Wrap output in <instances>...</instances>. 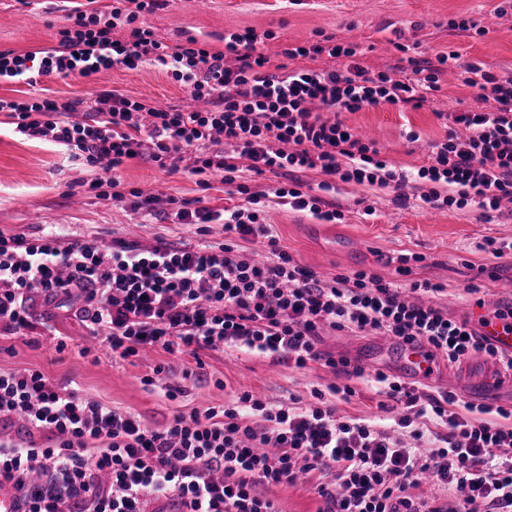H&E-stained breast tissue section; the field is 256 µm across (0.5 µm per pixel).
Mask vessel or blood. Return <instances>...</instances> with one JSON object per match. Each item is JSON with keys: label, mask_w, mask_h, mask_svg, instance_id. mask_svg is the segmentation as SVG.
Wrapping results in <instances>:
<instances>
[{"label": "vessel or blood", "mask_w": 512, "mask_h": 512, "mask_svg": "<svg viewBox=\"0 0 512 512\" xmlns=\"http://www.w3.org/2000/svg\"><path fill=\"white\" fill-rule=\"evenodd\" d=\"M466 320L470 331L499 352L512 355V330L503 322L490 316L485 308L474 306L469 309ZM373 363L386 366L398 378L413 381H432L440 363L431 348L422 341L404 342L389 338L378 347L372 358ZM461 374L470 396L482 403H495L501 391L512 382L505 376L498 364L482 360L463 367Z\"/></svg>", "instance_id": "b4317fda"}]
</instances>
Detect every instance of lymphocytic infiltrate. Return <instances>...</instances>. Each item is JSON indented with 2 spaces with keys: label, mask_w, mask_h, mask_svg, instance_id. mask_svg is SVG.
<instances>
[{
  "label": "lymphocytic infiltrate",
  "mask_w": 512,
  "mask_h": 512,
  "mask_svg": "<svg viewBox=\"0 0 512 512\" xmlns=\"http://www.w3.org/2000/svg\"><path fill=\"white\" fill-rule=\"evenodd\" d=\"M165 2L73 6L55 45L0 51V81L34 86L44 76L149 64L206 109H162L104 90L88 101L0 97V112L14 133L50 139L69 159L112 171L90 184L102 198H120L115 172L130 160L164 169L187 157L192 174L222 175L244 202L215 210L172 199L166 216L173 223L224 225L223 242L192 248L65 241L50 230L30 238L0 233V335L32 328L34 297L48 305L66 299L116 359L228 347L299 368L317 363L336 381L302 407H269L244 392L232 405L178 411L152 428L41 371L0 372V428L16 429L0 435V481L22 491L25 512H149L167 495L176 512H279L264 487L302 476L315 479L317 512H512V428L489 421L492 407L478 406L470 418L457 412L454 393H426L381 372L373 377L378 393L402 410L395 429L338 415L325 399H350V379L365 374L319 349L328 329L424 340L451 362L485 351L466 321L423 302L441 285L416 280L404 288L365 271L321 278L283 250L264 222L274 203L342 223L327 198L340 182L390 190L402 203L412 197L433 209L469 208L492 221L512 198V74H494L455 51L431 60L409 54L396 70L372 73L356 46L326 34L272 54L264 50L270 31L225 35L220 50L193 36L167 42L146 22ZM118 29L126 38H115ZM325 57L342 67L318 68ZM450 70L481 106L446 114L445 136L416 171L397 168L341 119L368 107L421 108ZM78 111L83 120H74ZM290 169L321 180L277 186L264 197L251 192L252 176ZM257 243L265 260L254 257ZM431 423L438 431L429 438ZM425 480L454 490L456 510L416 495Z\"/></svg>",
  "instance_id": "f902f5d3"
}]
</instances>
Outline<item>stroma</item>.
<instances>
[{"label":"stroma","mask_w":512,"mask_h":512,"mask_svg":"<svg viewBox=\"0 0 512 512\" xmlns=\"http://www.w3.org/2000/svg\"><path fill=\"white\" fill-rule=\"evenodd\" d=\"M65 0H0V50L30 51L52 45L64 23ZM472 16L488 27L479 37L449 29V19ZM147 22L159 38L177 40L194 36L221 47L224 35L253 29L273 31L277 42L302 43L316 32L335 36L337 42L358 46L360 61L369 71L387 70L397 64L398 44H420L427 55L458 51L466 60L479 61L497 74L512 73V0H168L163 9L148 15ZM41 88L58 99H89L102 89H116L131 97L183 109L195 107L191 96L165 73L150 65L129 70L115 67L91 77L43 78ZM469 89L460 86L455 73L445 74L434 103L415 110L369 107L343 113L352 129L375 140L390 161L412 171L425 165L430 142L446 129L441 113L475 106ZM416 140H409L408 132ZM95 168L65 158L59 147L45 140H29L11 133L6 113L0 112V232L7 235L40 233L52 228L64 240L83 239L110 244L121 238L141 246L164 240L175 247L224 240L222 225L199 229L195 224L164 221L169 198L203 199L206 206L240 204L239 195L228 194L220 177L201 186L185 166L162 172L154 163L136 159L119 170L122 198L105 199L90 191ZM367 197L375 212L367 216L359 205ZM152 198L154 215L136 210L138 199ZM335 202L345 215L336 227L335 241L316 240L306 230L313 218L291 208L270 205L266 223L283 249L299 264L318 274L364 270L385 280L404 278L388 265L398 254L422 255L413 264L412 277L442 285L431 300L449 318L462 319L475 297L498 309L512 303V252L495 257L484 251L486 239L512 241V206L500 209L492 222L479 220L471 209H431L416 201L395 203L391 192L365 190L338 184ZM43 329L0 337V372L37 369L62 383H74L84 394L112 406L139 413L151 427L170 419L173 405L160 390L143 382L153 367L164 364L169 382L184 385L186 401L205 408L228 405L244 392L270 406L309 401L311 392L333 379L319 364L298 368L271 357L231 349L206 350L199 358L150 353L113 362L107 356L93 359L73 350L57 351L53 332L85 344L89 338L72 314L49 309ZM376 337L371 333L328 330L320 338L321 350L365 363ZM193 377H185L188 369ZM350 399H336L340 415L361 418L375 428L392 424L390 412L381 408L374 382L355 379ZM280 512H317L320 499L312 485L296 482L266 488Z\"/></svg>","instance_id":"1"}]
</instances>
